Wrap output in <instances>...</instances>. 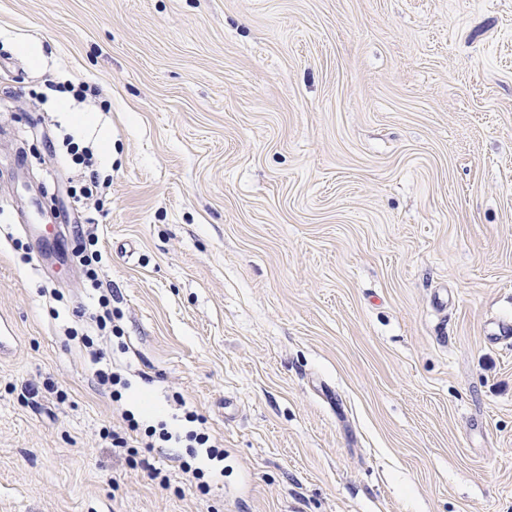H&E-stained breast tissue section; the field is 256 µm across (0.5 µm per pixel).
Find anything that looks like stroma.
Instances as JSON below:
<instances>
[{
	"label": "stroma",
	"instance_id": "stroma-1",
	"mask_svg": "<svg viewBox=\"0 0 512 512\" xmlns=\"http://www.w3.org/2000/svg\"><path fill=\"white\" fill-rule=\"evenodd\" d=\"M502 319L512 0H0V512H512ZM70 137H67L63 141V146L66 148V154L71 156H76V160L79 161L78 164L84 165V172L81 173V185L79 188V196L76 191H72V198L77 202L80 201L81 198L90 199L97 196L101 191L102 183L100 182L99 174L94 166L96 164L95 161V152L92 146H85L81 149V153H79V146L75 145Z\"/></svg>",
	"mask_w": 512,
	"mask_h": 512
}]
</instances>
